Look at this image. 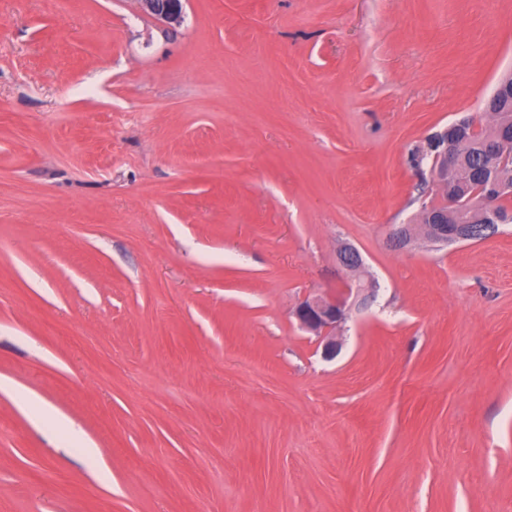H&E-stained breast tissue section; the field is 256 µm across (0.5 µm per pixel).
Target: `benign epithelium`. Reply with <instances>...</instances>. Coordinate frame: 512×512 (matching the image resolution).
Instances as JSON below:
<instances>
[{"mask_svg":"<svg viewBox=\"0 0 512 512\" xmlns=\"http://www.w3.org/2000/svg\"><path fill=\"white\" fill-rule=\"evenodd\" d=\"M142 10L170 27L179 26L184 21L185 0H139ZM454 139L448 137V131L435 134L431 139L430 151L433 152L429 174L440 188L446 186L459 170L458 154L453 150ZM496 151H491L484 171L480 173L488 191L481 197L475 209L483 218L493 214L495 198L512 190V182L505 179L496 169ZM460 208L458 199L445 197V204L431 212L427 223L421 225L424 236L440 246L448 242H457L470 236L468 226L448 223V216ZM414 235V227L401 224L394 227L389 236L391 247H405ZM336 263L347 274L344 287L331 295H318L304 299L296 308L295 315L301 325L323 336L322 355L327 360L336 358L341 350L340 339L334 336L336 328L344 323L353 308H366L376 299L377 288L373 283H364L359 278L364 262L359 250L344 243L336 250Z\"/></svg>","mask_w":512,"mask_h":512,"instance_id":"7a95c632","label":"benign epithelium"}]
</instances>
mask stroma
<instances>
[{"mask_svg":"<svg viewBox=\"0 0 512 512\" xmlns=\"http://www.w3.org/2000/svg\"><path fill=\"white\" fill-rule=\"evenodd\" d=\"M511 71L512 0H0V512H512V223L387 242ZM142 10L169 27L180 26L184 21L185 0H138ZM464 126L465 123L459 122L449 130L447 127L443 132L435 134L431 139L430 151L434 154L429 166V174L441 189L459 170L458 154L452 148L455 141L453 137L451 139L448 137V131L454 130L455 133L460 134ZM336 263L347 274L344 288L336 289L335 294L306 298L295 310L301 325L323 335L322 355L327 360L336 358L341 350L342 343L334 336L336 328L350 317L353 307L366 308L373 303L378 290L372 282L360 280L364 262L353 245L344 243L338 247ZM53 419L56 423L57 432L64 439L73 444L76 448H81L86 456L90 458L95 456L96 450L94 444L70 425L68 419L61 415H53Z\"/></svg>","mask_w":512,"mask_h":512,"instance_id":"1","label":"stroma"}]
</instances>
